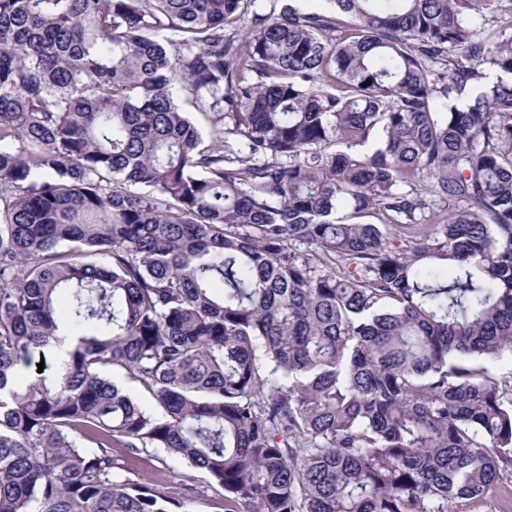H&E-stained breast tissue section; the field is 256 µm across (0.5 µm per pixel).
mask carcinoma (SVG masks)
<instances>
[{
	"mask_svg": "<svg viewBox=\"0 0 512 512\" xmlns=\"http://www.w3.org/2000/svg\"><path fill=\"white\" fill-rule=\"evenodd\" d=\"M266 2L0 0V512H187L114 448L224 512L512 489V380L470 365L512 352V23ZM112 452L123 475L154 477L166 492L185 500L190 512H224V490L204 471L192 470L159 450L131 453L126 448H114Z\"/></svg>",
	"mask_w": 512,
	"mask_h": 512,
	"instance_id": "cac0c4a2",
	"label": "carcinoma"
}]
</instances>
